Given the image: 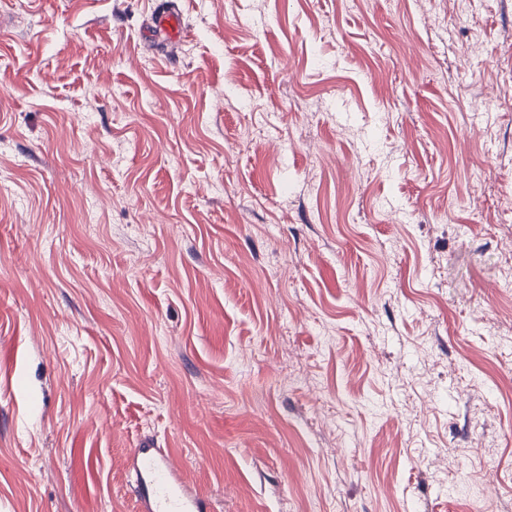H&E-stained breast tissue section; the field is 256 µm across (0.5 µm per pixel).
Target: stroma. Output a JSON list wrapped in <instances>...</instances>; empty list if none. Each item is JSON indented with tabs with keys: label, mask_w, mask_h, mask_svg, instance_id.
<instances>
[{
	"label": "stroma",
	"mask_w": 512,
	"mask_h": 512,
	"mask_svg": "<svg viewBox=\"0 0 512 512\" xmlns=\"http://www.w3.org/2000/svg\"><path fill=\"white\" fill-rule=\"evenodd\" d=\"M0 0V512H512V0ZM157 27L169 41L181 42L185 37V30L179 13L167 6H162L155 14ZM129 475L140 512H208V500L172 464L168 448H133Z\"/></svg>",
	"instance_id": "stroma-1"
}]
</instances>
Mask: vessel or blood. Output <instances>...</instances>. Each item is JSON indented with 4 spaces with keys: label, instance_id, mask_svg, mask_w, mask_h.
I'll use <instances>...</instances> for the list:
<instances>
[{
    "label": "vessel or blood",
    "instance_id": "obj_1",
    "mask_svg": "<svg viewBox=\"0 0 512 512\" xmlns=\"http://www.w3.org/2000/svg\"><path fill=\"white\" fill-rule=\"evenodd\" d=\"M157 26L169 41L184 39L179 13L161 7ZM129 475L139 501V512H209L208 500L172 464L167 448H135L129 454Z\"/></svg>",
    "mask_w": 512,
    "mask_h": 512
}]
</instances>
